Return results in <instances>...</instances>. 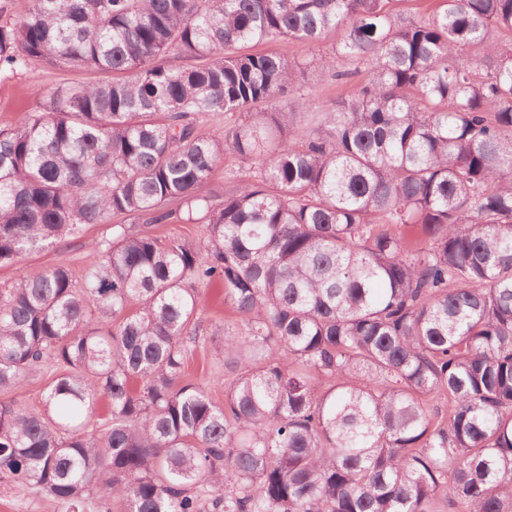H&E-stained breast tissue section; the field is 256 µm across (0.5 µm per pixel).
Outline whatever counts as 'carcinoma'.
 Listing matches in <instances>:
<instances>
[{"mask_svg":"<svg viewBox=\"0 0 512 512\" xmlns=\"http://www.w3.org/2000/svg\"><path fill=\"white\" fill-rule=\"evenodd\" d=\"M389 4L31 0L0 22V79L114 74L0 127V264L112 225L80 275L0 296L1 475L66 512H512V0ZM332 30L328 54L253 50ZM338 59L358 90L285 97ZM213 280L236 321L201 320ZM217 340L222 403L184 382ZM33 369L39 412L5 397ZM438 0H401L394 2L392 8L404 18L414 20L428 19L432 9L438 3Z\"/></svg>","mask_w":512,"mask_h":512,"instance_id":"carcinoma-1","label":"carcinoma"}]
</instances>
